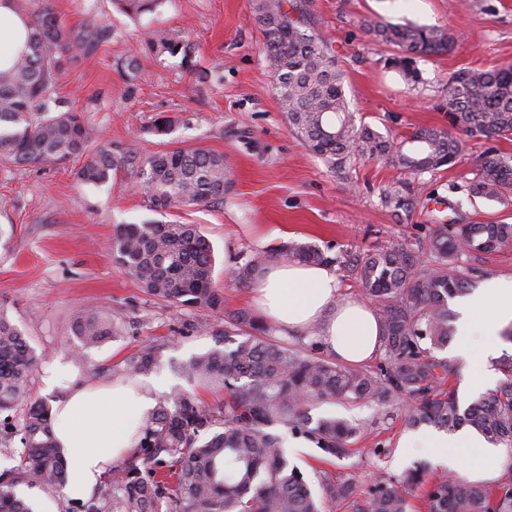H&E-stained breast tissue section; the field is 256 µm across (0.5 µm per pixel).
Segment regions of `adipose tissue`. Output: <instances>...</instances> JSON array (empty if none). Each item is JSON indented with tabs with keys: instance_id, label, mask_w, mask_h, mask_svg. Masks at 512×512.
Listing matches in <instances>:
<instances>
[{
	"instance_id": "obj_1",
	"label": "adipose tissue",
	"mask_w": 512,
	"mask_h": 512,
	"mask_svg": "<svg viewBox=\"0 0 512 512\" xmlns=\"http://www.w3.org/2000/svg\"><path fill=\"white\" fill-rule=\"evenodd\" d=\"M26 37L25 17L11 0H0V70L11 65ZM252 302L259 320L279 335L302 336L309 327L320 326L324 349L343 362L364 364L379 351L377 312L364 302L341 297L335 265L273 263L254 281ZM459 311L458 354L469 362L478 353L491 355L498 330L512 321V278L493 281L463 301ZM162 393L155 383L135 390L118 380L100 386L78 384L63 393L52 415L55 435L70 461L66 498L89 497L104 469L129 454L142 418L157 406ZM430 446L438 461L469 479H494L502 471V452L486 447L474 434H436ZM472 448L482 451L474 465L466 459Z\"/></svg>"
}]
</instances>
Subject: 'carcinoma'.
Masks as SVG:
<instances>
[{
	"mask_svg": "<svg viewBox=\"0 0 512 512\" xmlns=\"http://www.w3.org/2000/svg\"><path fill=\"white\" fill-rule=\"evenodd\" d=\"M27 19L26 48L0 71V163L16 169L83 159L76 180L101 184L120 169L156 207L224 203L232 177L224 154L201 147H177L143 156L133 146L116 155L99 143L81 113L56 97L59 73L68 60L90 55L111 30L67 26L52 0H16ZM130 18L152 14L166 0H110ZM298 0H258L255 20L266 38V60L278 103L297 138L328 168L343 173L358 156L383 159L420 176L452 164L461 142L447 130L420 129L400 141L369 126H356L343 79L327 45L308 31ZM380 43L401 49L392 67L406 81L420 78L417 60L452 51L447 31L414 24L371 20ZM151 51L185 48L181 36L152 32ZM448 122L470 133L512 135V66L464 69L448 79ZM471 191L489 200L512 192V159L486 156ZM512 251V224H438L422 237L396 240L372 252L335 256L307 243L289 242L274 253L256 252L238 267L248 283L272 258L307 264L335 263L343 276L359 281L365 298L379 305L383 364L370 370L332 362L321 354L320 327L304 336L276 335L244 309L224 320V347L195 355L179 366L189 383L224 386L229 400L202 403L176 389L143 419L141 436L122 464L100 477L87 499L67 501L65 512H322V498L345 504L347 512H412L410 498L423 493L424 512H512V455L496 489L457 476H427L412 466L396 478H375L367 496H354L348 482L327 484L316 496L297 467L289 464L280 430L314 442L328 461L355 452L359 423L326 417L311 425L319 401H373L403 411L413 427L446 432L468 427L493 445L512 447V355L500 361L497 389L461 407L455 389L445 387L456 368L433 354L456 333L448 301L467 294L479 268L462 257ZM111 254L145 293L177 307L224 311V293L214 277L211 242L196 224H119ZM122 320L107 310L85 309L73 320L86 350L117 335ZM159 362L156 346L130 355L122 377L148 376ZM38 365L24 331L0 309V414L19 412L0 436L11 464L0 470V512H36L22 490L60 493L67 463L52 429L50 406L30 395ZM19 438L21 448L12 447Z\"/></svg>",
	"mask_w": 512,
	"mask_h": 512,
	"instance_id": "carcinoma-1",
	"label": "carcinoma"
}]
</instances>
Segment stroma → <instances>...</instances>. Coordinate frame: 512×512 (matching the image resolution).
I'll list each match as a JSON object with an SVG mask.
<instances>
[{
    "label": "stroma",
    "instance_id": "stroma-1",
    "mask_svg": "<svg viewBox=\"0 0 512 512\" xmlns=\"http://www.w3.org/2000/svg\"><path fill=\"white\" fill-rule=\"evenodd\" d=\"M311 29L336 57L356 124L384 136L450 128L441 105L448 78L461 69L512 65V0H302ZM55 11L75 28L105 25L109 41L90 56L69 61L57 93L84 113L101 142L113 151L138 140L142 154L177 146L222 153L234 179L217 206L155 210L132 190L126 170L102 184H83L77 159L46 168L18 170L0 164V308L26 333L38 359L31 395L54 400L58 389L118 379L124 359L143 345L159 348L156 372L169 387L182 383L175 367L215 345L224 315L178 308L148 296L116 264L109 246L116 225L144 222L199 225L216 256L215 279L228 309H250V288L232 273L256 249L275 252L284 240L318 246L327 255L367 251L426 224H512V197L498 202L470 186L488 149L512 158V137L454 134L462 150L452 165L413 176L391 165L357 157L345 173L330 171L298 140L278 104L265 60L255 0H166L160 10L134 22L109 0H53ZM413 22L455 35L451 52L420 60L419 83L405 82L392 67L396 47L378 43L369 20ZM156 29L178 31L186 46L176 54L151 55ZM129 57L142 71L125 76L117 64ZM171 120L157 136L156 120ZM399 188L402 206L385 193ZM287 238L274 237L275 229ZM120 314L123 331L100 346L74 354V314L84 308ZM456 343L438 355L459 369L453 384L461 405L489 392L503 379L477 384L478 366L456 357ZM55 376V389L44 379ZM312 419L336 415L363 423L355 453L322 462L302 437H288V457L313 488L340 480L367 493L376 476H393L420 462L442 465L426 451L401 458L398 442L409 429L401 410L376 404L321 403Z\"/></svg>",
    "mask_w": 512,
    "mask_h": 512
}]
</instances>
